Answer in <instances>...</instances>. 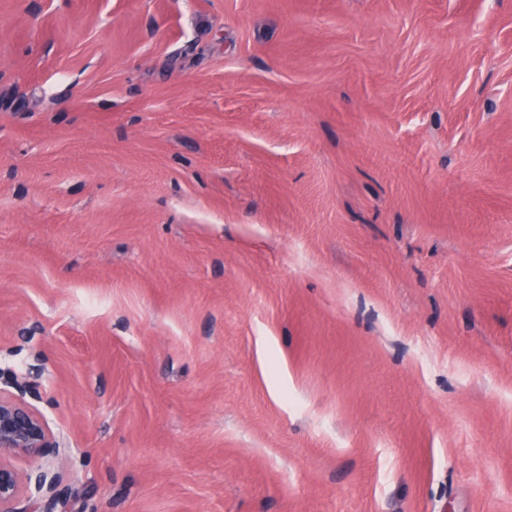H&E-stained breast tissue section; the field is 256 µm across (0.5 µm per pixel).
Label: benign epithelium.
I'll return each instance as SVG.
<instances>
[{
	"label": "benign epithelium",
	"instance_id": "1",
	"mask_svg": "<svg viewBox=\"0 0 512 512\" xmlns=\"http://www.w3.org/2000/svg\"><path fill=\"white\" fill-rule=\"evenodd\" d=\"M39 372L0 367V512H56L67 500L68 487L51 464L63 442L29 402L39 398ZM21 458L41 464L23 473L15 464Z\"/></svg>",
	"mask_w": 512,
	"mask_h": 512
}]
</instances>
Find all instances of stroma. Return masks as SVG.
Listing matches in <instances>:
<instances>
[{"mask_svg":"<svg viewBox=\"0 0 512 512\" xmlns=\"http://www.w3.org/2000/svg\"><path fill=\"white\" fill-rule=\"evenodd\" d=\"M0 365L66 512H512V0H0Z\"/></svg>","mask_w":512,"mask_h":512,"instance_id":"35a3bbf8","label":"stroma"}]
</instances>
